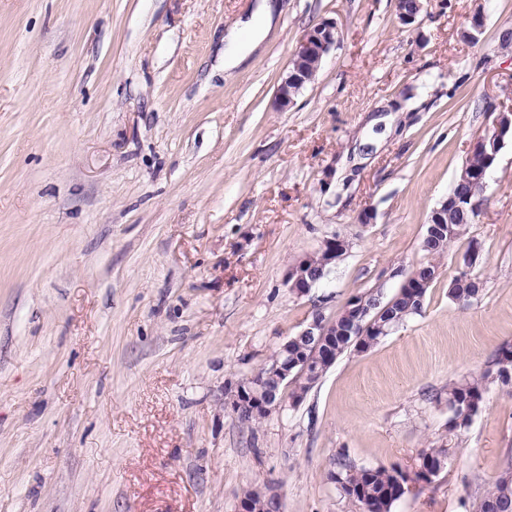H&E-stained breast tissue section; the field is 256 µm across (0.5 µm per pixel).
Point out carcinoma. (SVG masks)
<instances>
[{
    "instance_id": "cac0c4a2",
    "label": "carcinoma",
    "mask_w": 512,
    "mask_h": 512,
    "mask_svg": "<svg viewBox=\"0 0 512 512\" xmlns=\"http://www.w3.org/2000/svg\"><path fill=\"white\" fill-rule=\"evenodd\" d=\"M473 223V216L453 217L448 231L438 239L428 242L426 251L434 257L444 255L450 245L463 235L466 227ZM482 287V279L475 274L465 279L456 275L448 284V297L457 303L468 305L479 297ZM419 297L421 300L411 303L403 297L396 298L391 306L383 310L379 321L387 329L405 322L422 311L426 293H420ZM378 299L379 294L372 291L350 298L330 318L328 336L324 337L323 347L336 352L338 356L349 349L361 353L373 347L380 340L381 331L369 329L363 336L355 335L350 331L348 311L356 305L372 310ZM492 384L512 385V343L499 349L491 367L449 383L444 395L435 397L437 403L448 407V434L468 427L473 417L482 410L485 395ZM450 458L451 449L444 445L424 448L410 474L396 467H356L345 464L336 473L334 483L338 485L343 497L358 508V512H391L393 504L402 497L398 492L400 483L417 480L426 470L431 471L441 465L445 467ZM476 512H512V460L506 462L497 473L480 498Z\"/></svg>"
}]
</instances>
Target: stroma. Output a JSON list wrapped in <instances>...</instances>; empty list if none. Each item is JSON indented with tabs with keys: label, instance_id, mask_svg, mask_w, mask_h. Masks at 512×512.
<instances>
[{
	"label": "stroma",
	"instance_id": "obj_1",
	"mask_svg": "<svg viewBox=\"0 0 512 512\" xmlns=\"http://www.w3.org/2000/svg\"><path fill=\"white\" fill-rule=\"evenodd\" d=\"M278 2L228 77L224 35L256 0H0V512H237L249 486L355 512L340 460L409 471L443 443L450 464L392 512H475L512 456L511 390L453 437L433 400L512 343L511 142L421 314L298 406L225 411L314 310L392 298L431 260L432 209L512 108V0H425L410 25L396 0ZM325 21L335 48L278 109ZM335 234L347 254L296 296L289 269ZM473 242L483 291L461 306L448 284ZM335 44L333 22H322L305 33L293 51L286 75L277 85L275 101L279 109L286 110L294 104L312 75L321 70Z\"/></svg>",
	"mask_w": 512,
	"mask_h": 512
}]
</instances>
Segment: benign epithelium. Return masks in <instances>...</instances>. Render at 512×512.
<instances>
[{
    "label": "benign epithelium",
    "mask_w": 512,
    "mask_h": 512,
    "mask_svg": "<svg viewBox=\"0 0 512 512\" xmlns=\"http://www.w3.org/2000/svg\"><path fill=\"white\" fill-rule=\"evenodd\" d=\"M399 19L405 24L415 22L423 10V0H397ZM485 26V16L477 10L468 18V25L462 31L464 39L475 42ZM336 44V25L332 22H322L308 30L296 45L288 71L277 85L275 93L276 105L286 110L295 102V98L304 88L312 75L321 70L326 57ZM512 139V113H498L492 128L478 136L470 149V153H479L486 160H493L504 146L506 139ZM487 172L476 174L467 168H462L458 185L467 190L449 195L434 208L429 216L430 224L448 223L451 213L477 212L481 206V196L486 187ZM347 250V243L334 236L323 239L318 249L324 259L316 265L311 261V255L301 258L288 272L287 284L299 296L307 295L327 276L329 267L342 258ZM326 315L322 310L312 312L306 320L299 335L314 341L315 346L323 343L325 335ZM312 361L309 359H294L293 362H283L275 367L274 381L253 375L238 381L234 391L225 401L229 413L234 410H246L253 414L269 415L272 410L280 409L288 403L289 389L296 383L297 378L304 374Z\"/></svg>",
    "instance_id": "1"
}]
</instances>
